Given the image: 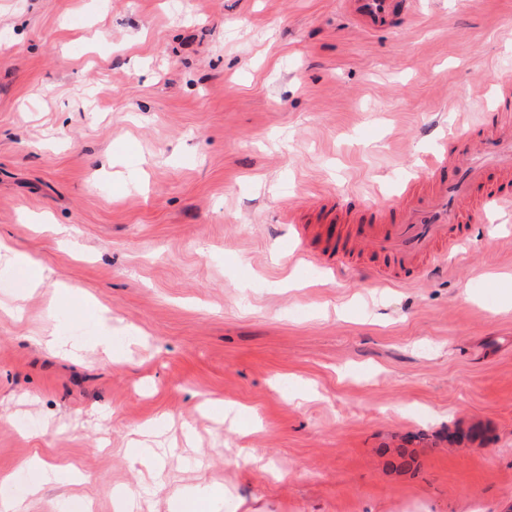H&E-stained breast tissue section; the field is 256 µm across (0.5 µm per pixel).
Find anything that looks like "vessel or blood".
<instances>
[{"label": "vessel or blood", "instance_id": "1", "mask_svg": "<svg viewBox=\"0 0 512 512\" xmlns=\"http://www.w3.org/2000/svg\"><path fill=\"white\" fill-rule=\"evenodd\" d=\"M341 4L368 33L391 29L414 17L420 7L419 0H341ZM495 84L490 110L458 115L450 139L439 140L422 172L403 186L401 205L352 218L336 237L323 241L322 256L340 260L360 252L376 254L385 266L377 283L386 286L392 279L422 274L450 238L464 240L461 227L472 222L475 212L511 217L512 128L491 122L490 115L512 112V74H500ZM456 166L461 169L456 181L442 178L443 169ZM452 225L458 228L453 237L448 234Z\"/></svg>", "mask_w": 512, "mask_h": 512}]
</instances>
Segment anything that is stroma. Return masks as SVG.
I'll return each instance as SVG.
<instances>
[{
	"instance_id": "obj_1",
	"label": "stroma",
	"mask_w": 512,
	"mask_h": 512,
	"mask_svg": "<svg viewBox=\"0 0 512 512\" xmlns=\"http://www.w3.org/2000/svg\"><path fill=\"white\" fill-rule=\"evenodd\" d=\"M506 70L512 0L377 34L340 0H0V240L48 270L0 261L23 512H118L117 487L134 512L197 487L200 512H512V221L475 215L410 284L282 250L289 213L393 206ZM33 461L58 479L32 495Z\"/></svg>"
}]
</instances>
